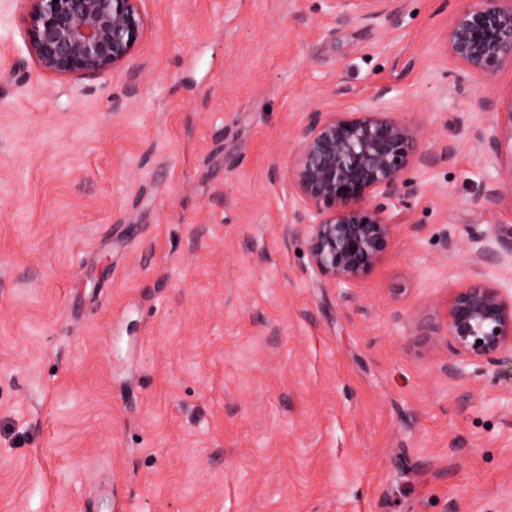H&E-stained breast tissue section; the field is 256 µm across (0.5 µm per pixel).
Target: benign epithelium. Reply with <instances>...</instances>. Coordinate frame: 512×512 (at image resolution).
I'll return each mask as SVG.
<instances>
[{
    "instance_id": "benign-epithelium-1",
    "label": "benign epithelium",
    "mask_w": 512,
    "mask_h": 512,
    "mask_svg": "<svg viewBox=\"0 0 512 512\" xmlns=\"http://www.w3.org/2000/svg\"><path fill=\"white\" fill-rule=\"evenodd\" d=\"M141 0H26L22 26L28 50L45 73L93 76L125 67L147 27ZM448 54L462 76L512 68V0H477L448 29ZM420 130L370 107L349 115L315 112L298 137L291 178L303 202L312 267L326 281L351 288L391 243V224L372 199L398 193L417 154ZM486 156L512 146V106L502 131L480 135ZM446 372L512 364V293L483 281L456 289L448 306Z\"/></svg>"
}]
</instances>
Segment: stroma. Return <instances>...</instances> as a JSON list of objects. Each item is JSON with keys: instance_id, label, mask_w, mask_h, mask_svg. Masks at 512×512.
<instances>
[{"instance_id": "obj_1", "label": "stroma", "mask_w": 512, "mask_h": 512, "mask_svg": "<svg viewBox=\"0 0 512 512\" xmlns=\"http://www.w3.org/2000/svg\"><path fill=\"white\" fill-rule=\"evenodd\" d=\"M471 0H143L133 61L41 72L0 0V512H512V368H445L456 288L512 290V69L455 81ZM422 132L379 262L312 268L315 112ZM498 187L487 203L488 187ZM498 114L503 115L501 135H499L500 127L498 126L499 130L496 129L490 134H481L479 137L486 150L485 155L492 158H497L506 143L510 145V156H512V106L509 107L508 112H498Z\"/></svg>"}]
</instances>
